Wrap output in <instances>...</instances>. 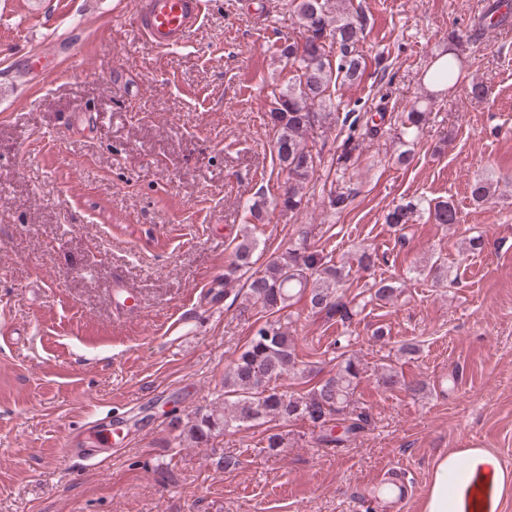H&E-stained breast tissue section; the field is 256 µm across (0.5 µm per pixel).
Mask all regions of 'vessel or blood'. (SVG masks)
Here are the masks:
<instances>
[{
    "label": "vessel or blood",
    "mask_w": 512,
    "mask_h": 512,
    "mask_svg": "<svg viewBox=\"0 0 512 512\" xmlns=\"http://www.w3.org/2000/svg\"><path fill=\"white\" fill-rule=\"evenodd\" d=\"M206 4L207 0H139L133 20L134 31L155 48L181 47L200 28ZM378 480L396 488V499L384 504L386 512H395L398 500L405 498L412 488L405 470L400 467L385 469Z\"/></svg>",
    "instance_id": "b4317fda"
}]
</instances>
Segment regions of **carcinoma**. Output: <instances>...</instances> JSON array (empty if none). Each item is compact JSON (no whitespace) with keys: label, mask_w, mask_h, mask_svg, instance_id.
<instances>
[{"label":"carcinoma","mask_w":512,"mask_h":512,"mask_svg":"<svg viewBox=\"0 0 512 512\" xmlns=\"http://www.w3.org/2000/svg\"><path fill=\"white\" fill-rule=\"evenodd\" d=\"M332 0H292L294 13L303 29L301 42H290L281 48L288 62V80L272 91L270 123L274 130L275 151L279 166L288 176V189L274 199V208L282 214L299 211L302 191L314 175L320 153L308 146L310 131L319 127L341 126L347 129L342 149L336 155L338 184L330 191L328 205L336 213L345 211L352 202L349 179L359 160L358 139L373 140L386 123L384 108L377 112L351 115L328 110L337 88L362 76L358 46L364 40L365 26L359 15L346 2L337 6ZM463 36L448 33V49L432 60V80L453 88L462 78L464 58L459 50ZM398 139L405 144L417 137L427 121V112L411 107L398 116ZM494 195L493 184L486 177L474 179L470 186L471 201L480 205ZM419 203L408 201L397 205L386 216L394 226L409 223ZM435 224H455L458 212L448 202L428 208ZM245 229L237 243L233 259L224 277L216 278L204 297L217 304L234 291L236 273L248 270L257 245L254 230ZM349 272L345 266L332 263L314 243L291 248L272 259L261 272L251 274L245 282V302L259 305L268 319L253 329L252 337L233 365L224 373V396L231 403L197 418L188 427V436L199 439L214 432H226L243 425H263L271 421L305 420L319 429V442L330 448L346 446L370 426V415L353 407L355 393L363 374L357 358L339 353L336 373L322 378L305 391L279 389L290 376L308 373L300 360L294 336L288 323L275 317L290 306L294 297L309 296L311 309L329 320L343 324L352 320L353 300L346 298ZM370 300L390 302L396 298L398 286L385 278L368 288Z\"/></svg>","instance_id":"1"}]
</instances>
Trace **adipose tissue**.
I'll use <instances>...</instances> for the list:
<instances>
[{"label": "adipose tissue", "instance_id": "ef3b65f1", "mask_svg": "<svg viewBox=\"0 0 512 512\" xmlns=\"http://www.w3.org/2000/svg\"><path fill=\"white\" fill-rule=\"evenodd\" d=\"M512 473L482 448H461L440 457L423 512H501Z\"/></svg>", "mask_w": 512, "mask_h": 512}]
</instances>
